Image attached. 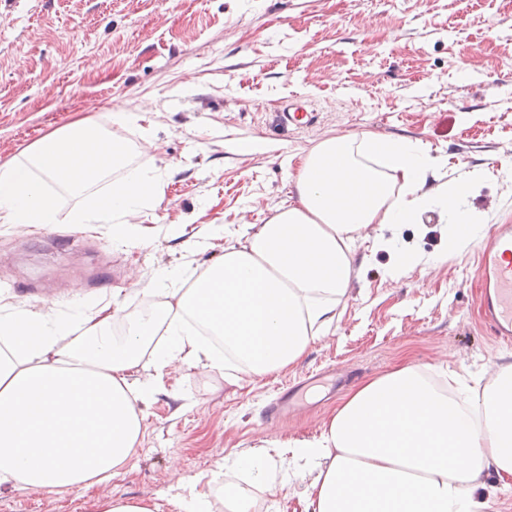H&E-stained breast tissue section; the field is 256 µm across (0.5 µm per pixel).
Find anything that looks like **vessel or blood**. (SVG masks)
Instances as JSON below:
<instances>
[{"instance_id":"b4317fda","label":"vessel or blood","mask_w":512,"mask_h":512,"mask_svg":"<svg viewBox=\"0 0 512 512\" xmlns=\"http://www.w3.org/2000/svg\"><path fill=\"white\" fill-rule=\"evenodd\" d=\"M512 254V224L496 225L482 244L477 267L480 288L478 304L480 320L496 340H512V263L505 258ZM304 385L288 387L270 407L273 415L289 414L302 399Z\"/></svg>"}]
</instances>
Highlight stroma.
<instances>
[{
    "mask_svg": "<svg viewBox=\"0 0 512 512\" xmlns=\"http://www.w3.org/2000/svg\"><path fill=\"white\" fill-rule=\"evenodd\" d=\"M294 99L317 113L312 127L280 121ZM115 109L143 115L117 130L135 165L166 174L138 219L156 238L128 248L105 229L0 224V293L51 303L56 322L116 288L117 328L147 314L155 297L144 285L218 261L239 225L287 204L300 155L329 134L407 136L444 158V173L480 172L466 205L487 221L453 246L435 218L383 227L392 249L360 245L367 262L336 324L297 363L238 380L172 368L112 479L49 495L0 485V512H95L102 496L173 512L172 489L189 478L224 512L207 482L219 464L257 512H305L288 445L319 438L344 394L314 387L300 410L266 419L283 389L333 368L352 389L406 364L456 387L490 378L512 354L481 325L473 267L489 225L512 222V0H0V162ZM166 224L185 231L159 234ZM398 251L413 258L400 277ZM241 452L262 457L265 482L234 465Z\"/></svg>",
    "mask_w": 512,
    "mask_h": 512,
    "instance_id": "35a3bbf8",
    "label": "stroma"
}]
</instances>
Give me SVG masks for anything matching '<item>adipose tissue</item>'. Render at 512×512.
Returning <instances> with one entry per match:
<instances>
[{
    "label": "adipose tissue",
    "mask_w": 512,
    "mask_h": 512,
    "mask_svg": "<svg viewBox=\"0 0 512 512\" xmlns=\"http://www.w3.org/2000/svg\"><path fill=\"white\" fill-rule=\"evenodd\" d=\"M440 158L408 137L333 135L300 159L294 200L245 224L190 286L173 284L115 340L119 298L75 327L19 305L0 315V485L48 493L111 478L139 443L143 408L180 362L264 375L288 368L336 321L358 243L375 225L418 224L437 210L468 242L465 208L479 179H443ZM224 338V357L197 335ZM153 373L142 377L143 359ZM314 474L311 512H483L485 476L512 483V362L472 394L447 392L421 368L372 379L343 399L320 438L296 442Z\"/></svg>",
    "instance_id": "ef3b65f1"
}]
</instances>
